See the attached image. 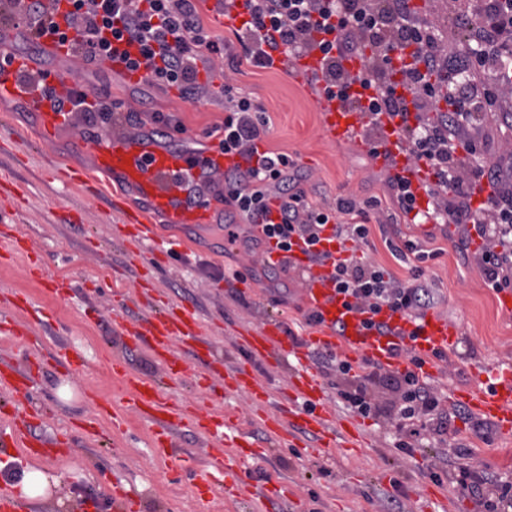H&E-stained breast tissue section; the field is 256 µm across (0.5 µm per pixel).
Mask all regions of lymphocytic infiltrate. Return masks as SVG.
I'll list each match as a JSON object with an SVG mask.
<instances>
[{
	"label": "lymphocytic infiltrate",
	"instance_id": "obj_1",
	"mask_svg": "<svg viewBox=\"0 0 512 512\" xmlns=\"http://www.w3.org/2000/svg\"><path fill=\"white\" fill-rule=\"evenodd\" d=\"M37 25L33 38H41L38 25L51 13L63 11L72 53L104 67L112 62L134 72L146 70L151 87H175L187 99H196L201 87L196 63L201 51L218 52V45L199 24L195 0H14ZM247 12L236 31L238 43L253 66L265 68L273 54L299 56L317 49L323 54L322 72L328 96L351 109L373 115L407 112L405 98L396 95L387 52L393 46L414 48L410 63L400 69L418 110L414 123L401 134L416 159L426 161L434 181L426 186L428 216L435 223L453 226L454 242L468 250L473 236L486 246L476 260L488 287L500 291L512 286V193L495 190L487 203L475 205L472 187L495 180L487 163L482 139L471 135L476 118L496 115L512 84L493 80L503 57H512V0H467L457 18L477 50L459 58L447 50L435 28L414 20L407 0H244ZM368 55L364 73L349 77L336 67V55ZM226 115L216 133L222 150H235L258 158L251 175L255 188L242 189L228 203L248 213L266 209V186L279 191L280 221L263 232L282 249L301 240L312 262L324 263L323 230L343 242H369L370 213L377 201H356L338 195L334 205L309 202L299 188L295 161L285 153L258 152L255 143L268 131L263 109L245 97L225 91ZM444 100L447 109L435 120L425 113L432 102ZM400 259H415L409 279L363 258L349 256L335 263L337 293L371 313L367 326L385 334L389 325L378 320L385 308L413 318L424 316L437 304L438 293L421 264L429 259L413 241L391 245ZM313 357L326 378L336 379V397L352 413L368 419L394 422L406 436L399 450L419 447L420 434L447 444L452 415L428 377L414 369L392 371L372 364L353 367L348 358L329 348L314 350ZM460 490L482 499L486 512H512V482L477 476L469 466L458 468Z\"/></svg>",
	"mask_w": 512,
	"mask_h": 512
}]
</instances>
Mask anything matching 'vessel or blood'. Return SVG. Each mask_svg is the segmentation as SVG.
<instances>
[{"mask_svg": "<svg viewBox=\"0 0 512 512\" xmlns=\"http://www.w3.org/2000/svg\"><path fill=\"white\" fill-rule=\"evenodd\" d=\"M273 65L306 87L320 72V56L311 52L291 61L287 56L277 55ZM33 68L32 62L21 58L0 61V96L26 98L40 113L46 126H56L63 121L57 110V97L62 89L76 88L77 83L73 77L51 73L44 77L43 89H32L29 75ZM318 104L323 126L331 140L353 142L360 151L389 167L392 173L408 178L417 194L418 209H425L424 188L432 180L431 169L410 155L398 134L400 118L385 114L375 118L355 112L337 98L322 97ZM81 145L95 154L102 171L118 175L137 188L150 201L155 213L164 216L171 224H198L210 213L211 203L207 198L188 200L187 185L209 182L229 172H244L254 165L247 156L226 153L217 146L196 156L168 148L147 136L134 138L106 131L82 140ZM270 258L302 273L308 306L321 318L315 336L308 339L309 344L318 347L339 344L353 361H368L382 368L400 370L405 367L401 351L406 348L423 359L422 370L431 376L440 369L436 352L453 349L459 339L457 328L447 319L428 314L416 320L387 308L382 309L379 317L390 325V334L372 332L365 326L366 313L348 306L337 294L331 264L311 263L301 241H294L290 251L278 249L271 252ZM32 307L28 296L17 295L12 301V315L0 317V333L8 336L16 350L22 353L29 348L28 331L15 324L12 316L18 312L30 313ZM113 329L115 334L147 348L160 367L159 374L147 376L129 371L121 360L112 362L130 411L151 425L160 452L173 456L174 432L183 427L196 428L210 438L215 449L225 452L223 469L198 474L199 486L208 489L221 481L225 484V496L230 500L249 494L259 500L265 499V490L250 491L237 474L239 460L256 457L257 451L236 417L229 413L221 418L179 413L163 397L165 378L185 370L174 350L176 344L187 347L200 363L196 381L211 384L221 376L224 363L215 357L207 337L201 335L195 314L179 305H164L134 322L114 321ZM237 343L250 358L258 360L273 361L280 355L297 351L296 345L286 341L280 326L274 322L239 333ZM43 369L40 363L33 367L2 363L0 385L16 395L26 393L36 373ZM290 381L293 402L268 417V430L274 439L290 443L297 433H310L317 440L314 451L318 454L335 447H361L359 433L331 427L330 415L324 408V385L316 372L308 366H300L291 371ZM454 396L488 421L500 437L512 436L511 365L484 371L480 385L455 390ZM37 418V413H27L22 423H11L0 430V457L6 459L12 452L42 446V439L35 433Z\"/></svg>", "mask_w": 512, "mask_h": 512, "instance_id": "vessel-or-blood-1", "label": "vessel or blood"}]
</instances>
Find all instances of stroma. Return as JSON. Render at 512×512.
Segmentation results:
<instances>
[{"instance_id": "obj_1", "label": "stroma", "mask_w": 512, "mask_h": 512, "mask_svg": "<svg viewBox=\"0 0 512 512\" xmlns=\"http://www.w3.org/2000/svg\"><path fill=\"white\" fill-rule=\"evenodd\" d=\"M415 17L435 26L449 49L459 51L468 40L456 16L463 0H412ZM199 20L221 53L202 51L198 81L202 94L189 100L174 88L146 89L142 83L113 71L87 64L82 56L44 55L25 28L10 25L0 29V38L13 44L37 68L70 74L79 84L108 97L122 111L161 112L176 117L189 142H206L207 132L224 122V88L233 86L240 95L259 104L269 117V129L260 145L267 152L292 156L304 176L301 184L308 199L316 204L334 202L337 195L357 200L378 201L376 222L370 223V244L363 253L372 262L392 271L400 279L411 275L409 264L395 259L386 245L388 230L419 243L422 248L441 250L439 259L426 262L427 276L439 295L434 312L460 331L461 339L435 377L442 395L476 384L483 367L512 364V315L499 305V294L485 284L475 262L463 261L453 245V230L446 226L426 227L405 223L387 184L388 172L349 145L330 142L321 126L320 110L311 90L302 88L283 71L252 66L236 39L234 27L217 24L203 0L196 4ZM12 129L21 140L23 159L0 152V171H12L24 188L14 201L0 194V312L6 310L14 293L27 294L45 315L34 325L28 354H16L7 337L0 335V359L26 364L28 358L45 357L57 344L79 351L84 365L76 373L47 367L26 402H15L0 388V424L12 419L14 411L28 405L45 409L40 428L49 441L68 436L65 450L34 457L22 456L13 463L15 471L39 465L58 479L44 503L26 502V512H113L114 487L128 490L140 503V512H256L247 501H225L223 488L209 492L208 505H201L195 486L198 469H220L223 459L209 444L187 429L174 436L179 464L157 457L151 447V427L129 413L118 397L119 381L112 374V359L126 357L129 367L145 375L159 368L146 351L126 345L115 336V318L138 319L162 300L197 312L204 336L224 359L226 369L247 366L265 383V409H276L291 396L287 374L289 361H246L234 340L237 331L253 328L270 319L302 337L305 309L300 276L280 270L274 278L239 281L236 271L261 268L265 245L256 244L245 215L215 203L209 223H158L160 234L179 240L184 253L168 254L151 243L140 244L126 237L122 224L125 212L147 218L155 213L150 201L121 178L100 171L94 155L79 148L77 134L93 135L91 125L75 128L63 123L46 132L37 112L24 109L16 99L0 98V126ZM485 141L486 157L500 178L512 175V124L487 121L474 129ZM60 172H81L95 192L43 179L47 167ZM233 221L239 237L227 242L213 232L214 224ZM27 236V255H13V232ZM70 282L67 298L53 296L48 283ZM188 371L170 381L166 400L188 413L212 414L234 411L248 433L270 453L265 460L248 461L240 469L241 479L259 487L267 480L282 478L289 486L286 501L272 505L270 512H387L398 500L401 512H485L479 499L463 494L455 485L459 464H467L485 477L512 473V439L476 433V415L456 411L448 444L439 448H417L406 454L393 446L394 427L386 421L354 417L336 401L334 388L325 398L335 427L356 424L363 436L359 448H336L329 455H311L313 438L297 435L293 446L272 442L265 431L262 410L253 407L242 393H228L196 386L199 365L184 357ZM75 388L72 401H62L57 391L64 382ZM109 410L100 420L110 431L109 440L98 443L85 438L78 424L96 404ZM127 419L121 431H113L112 416ZM442 470L440 481L429 476L431 466Z\"/></svg>"}]
</instances>
